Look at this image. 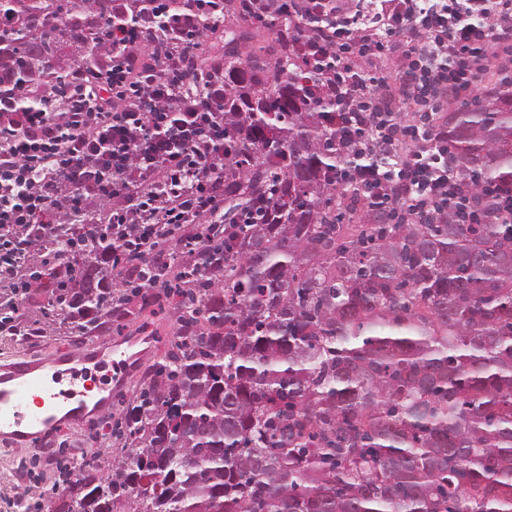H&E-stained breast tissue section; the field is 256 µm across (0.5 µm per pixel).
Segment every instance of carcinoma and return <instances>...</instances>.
<instances>
[{
    "label": "carcinoma",
    "instance_id": "carcinoma-1",
    "mask_svg": "<svg viewBox=\"0 0 512 512\" xmlns=\"http://www.w3.org/2000/svg\"><path fill=\"white\" fill-rule=\"evenodd\" d=\"M222 278L182 263L177 341L120 412L125 459L58 471L47 512H512V223L354 224L336 103L225 0ZM112 27L109 0H4L0 89L63 105ZM475 191L512 187V94L440 124ZM62 244L48 305L85 334L129 302L112 235Z\"/></svg>",
    "mask_w": 512,
    "mask_h": 512
}]
</instances>
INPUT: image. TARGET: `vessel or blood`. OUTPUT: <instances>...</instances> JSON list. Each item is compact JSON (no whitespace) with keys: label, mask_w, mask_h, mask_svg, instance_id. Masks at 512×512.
<instances>
[{"label":"vessel or blood","mask_w":512,"mask_h":512,"mask_svg":"<svg viewBox=\"0 0 512 512\" xmlns=\"http://www.w3.org/2000/svg\"><path fill=\"white\" fill-rule=\"evenodd\" d=\"M151 343V337L133 336L119 343H101L78 358L1 366L0 441L17 446L58 427L60 419L82 422L92 400L85 376L107 360L112 363V381L100 387L93 400L111 407L113 397L123 389Z\"/></svg>","instance_id":"obj_1"}]
</instances>
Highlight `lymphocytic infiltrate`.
Segmentation results:
<instances>
[{
  "mask_svg": "<svg viewBox=\"0 0 512 512\" xmlns=\"http://www.w3.org/2000/svg\"><path fill=\"white\" fill-rule=\"evenodd\" d=\"M248 18L273 20L300 59L323 70L321 96L336 102L339 149L364 151L345 180L371 210L402 221L484 224L471 183L452 171L434 122L448 94H473L495 48L512 42V0H396L385 37L359 28L343 0H243ZM224 0H112V26L96 40L93 68H73L61 110L0 101V280L24 275L36 246L65 225L107 210L112 272L159 301L153 270L175 259L224 268L205 252L224 233V61L202 63L204 23ZM317 17L323 34H295ZM402 52L404 76L357 69L352 56ZM149 49L152 62L140 59ZM413 107L419 124L399 116ZM177 253H170L169 241Z\"/></svg>",
  "mask_w": 512,
  "mask_h": 512,
  "instance_id": "f902f5d3",
  "label": "lymphocytic infiltrate"
}]
</instances>
